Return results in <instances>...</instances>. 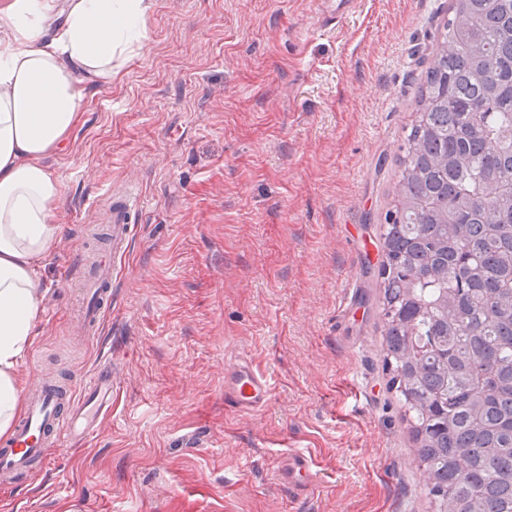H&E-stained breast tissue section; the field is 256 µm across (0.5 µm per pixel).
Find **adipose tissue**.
I'll return each mask as SVG.
<instances>
[{"instance_id": "obj_1", "label": "adipose tissue", "mask_w": 512, "mask_h": 512, "mask_svg": "<svg viewBox=\"0 0 512 512\" xmlns=\"http://www.w3.org/2000/svg\"><path fill=\"white\" fill-rule=\"evenodd\" d=\"M147 0H9L0 9V435L22 410L17 364L41 311L34 264L63 232L43 157L66 147L90 89L146 37Z\"/></svg>"}]
</instances>
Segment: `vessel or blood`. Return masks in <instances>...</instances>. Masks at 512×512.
<instances>
[{
  "label": "vessel or blood",
  "mask_w": 512,
  "mask_h": 512,
  "mask_svg": "<svg viewBox=\"0 0 512 512\" xmlns=\"http://www.w3.org/2000/svg\"><path fill=\"white\" fill-rule=\"evenodd\" d=\"M358 0H318L323 25L343 18L356 8ZM105 219L86 227V236L96 246L87 250L70 267L64 283L75 297L67 308L71 331L68 341L81 345L100 335L105 317L112 309V260L129 245L132 224L138 210L134 193L114 191ZM272 391L270 378L250 360L237 358L224 370V399L236 412L259 413ZM112 360L105 357L83 381L63 374L37 373L24 393V413L13 430L0 436V487H17L34 472L46 470L51 451L63 446L82 445L112 415ZM279 481L289 498L313 495L320 475L311 456L292 450L279 462Z\"/></svg>",
  "instance_id": "vessel-or-blood-1"
}]
</instances>
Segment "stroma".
Here are the masks:
<instances>
[{
    "label": "stroma",
    "instance_id": "obj_1",
    "mask_svg": "<svg viewBox=\"0 0 512 512\" xmlns=\"http://www.w3.org/2000/svg\"><path fill=\"white\" fill-rule=\"evenodd\" d=\"M147 38L90 90L66 148L54 252L20 361L118 399L88 445L0 490V512H426L381 355L379 226L450 0H360L328 32L313 0H149ZM143 202L112 262L104 330L67 351L74 264L110 188ZM266 373L259 415L224 402L227 358ZM291 450L321 473L289 501Z\"/></svg>",
    "mask_w": 512,
    "mask_h": 512
}]
</instances>
